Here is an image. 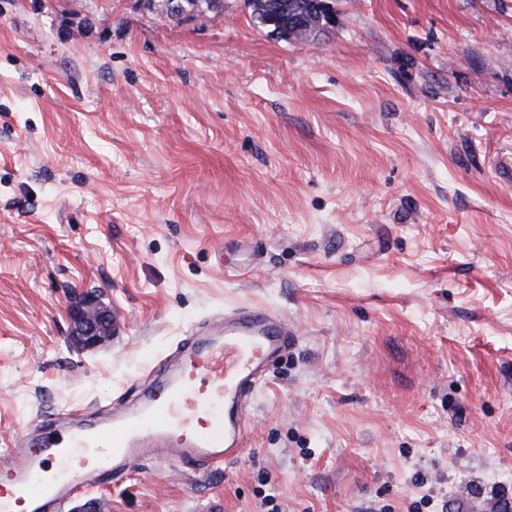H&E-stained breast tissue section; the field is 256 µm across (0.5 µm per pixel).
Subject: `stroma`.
Instances as JSON below:
<instances>
[{"label":"stroma","mask_w":512,"mask_h":512,"mask_svg":"<svg viewBox=\"0 0 512 512\" xmlns=\"http://www.w3.org/2000/svg\"><path fill=\"white\" fill-rule=\"evenodd\" d=\"M0 0V479L27 426L104 416L249 306L287 352L241 453L77 491L102 512H487L512 502V0ZM126 317L95 349L68 310Z\"/></svg>","instance_id":"1"}]
</instances>
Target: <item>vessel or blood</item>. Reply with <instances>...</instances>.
<instances>
[{
	"label": "vessel or blood",
	"mask_w": 512,
	"mask_h": 512,
	"mask_svg": "<svg viewBox=\"0 0 512 512\" xmlns=\"http://www.w3.org/2000/svg\"><path fill=\"white\" fill-rule=\"evenodd\" d=\"M287 346L281 316L246 307L225 314L191 337L126 411L35 438L22 432L8 452L0 512H61L77 490L123 482L149 459L207 473L235 458L244 403Z\"/></svg>",
	"instance_id": "1"
}]
</instances>
